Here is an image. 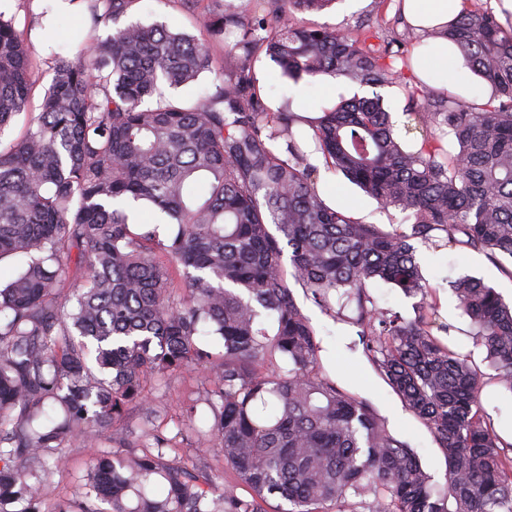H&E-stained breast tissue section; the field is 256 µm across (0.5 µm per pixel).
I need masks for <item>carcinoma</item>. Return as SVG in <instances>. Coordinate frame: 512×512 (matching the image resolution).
Listing matches in <instances>:
<instances>
[{
  "label": "carcinoma",
  "mask_w": 512,
  "mask_h": 512,
  "mask_svg": "<svg viewBox=\"0 0 512 512\" xmlns=\"http://www.w3.org/2000/svg\"><path fill=\"white\" fill-rule=\"evenodd\" d=\"M83 2L98 29L143 0ZM180 2L224 36L213 93L145 105L160 86L212 70L215 57L205 40L130 22L74 59L54 55L41 111L0 150V260L25 258L0 286V512H43L54 497L46 457L60 464L65 444L100 443L135 408L138 428L96 458L82 496L57 499L53 512H267L271 499L287 512H356L351 495L372 496L369 512H512V456L480 405L483 374L432 332L450 328L410 243L512 262V33L476 7L444 27L491 94L477 104L411 91L421 142L410 150L378 93L409 66L408 40L380 45L364 27L293 21L334 0ZM263 56L295 83L341 77L372 95L317 104L311 118L288 100L274 112L254 77ZM30 91L27 49L0 10V132ZM307 141L326 170L409 213L411 233L327 204ZM376 282L420 297L414 317L379 307L368 292ZM295 287L355 329L349 349L431 431L443 490L370 403L327 373L322 330ZM453 288L512 390V305L478 279ZM203 335L223 352L201 349ZM187 365L208 367L213 423L199 430L197 403H187L178 435L204 462L221 449L234 475L221 486L165 458L171 439L143 395L148 379ZM46 401L60 417L41 418Z\"/></svg>",
  "instance_id": "1"
}]
</instances>
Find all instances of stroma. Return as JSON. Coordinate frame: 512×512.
<instances>
[{
	"label": "stroma",
	"mask_w": 512,
	"mask_h": 512,
	"mask_svg": "<svg viewBox=\"0 0 512 512\" xmlns=\"http://www.w3.org/2000/svg\"><path fill=\"white\" fill-rule=\"evenodd\" d=\"M44 4L42 0H8L6 11L12 15L15 27L23 35L28 49L33 76L36 80L26 113L17 116L11 127L0 134V148L4 149L20 137L26 129L29 114L39 112L42 96L53 76L52 56L61 53L76 56L82 45L97 39L85 10L66 15L47 34H39L38 25ZM132 20L146 24L165 23L170 29L196 38H203L191 15L183 9L179 0H146L143 8L135 10ZM296 23L304 26H329L357 29L363 24L381 25L382 28L403 32L406 21L402 14L401 0H336L330 8L321 12L295 14ZM318 186L323 192L339 191L350 210L359 212L363 223L394 226L400 231L411 229L412 221L406 214L395 209L384 210L375 200L343 176L320 172ZM416 255L423 273L433 292L448 296V320L451 328L448 344L461 354H468L475 362H482L485 352L476 342L469 318L458 306L451 285L458 278L473 276L494 288L505 302H512V275L500 265L492 263L483 253L465 249L434 250L421 240H414ZM300 304L311 321L323 328V343L330 352L324 361L330 375L351 392L368 399L379 414H386L388 407L399 405V397L382 380L365 358L354 359L350 355L335 356L332 347L350 343L353 328L334 324L314 305L311 300L301 299ZM202 369L185 367L169 373L164 380L148 384L146 396L151 404L164 405L166 425L164 432L174 436L177 432L175 421L180 413L183 400L192 398L198 402L196 423L206 427L210 420L206 404H203L201 378ZM480 403L495 429H502L512 420V392L495 378L494 370H486L480 393ZM139 412H132L126 421L116 424L103 439L100 449L109 451L118 447L119 439L127 426L138 423ZM390 431L407 442L418 456L423 468L431 475L436 487L446 483V465L440 448L429 429L409 412H402L401 422L391 425ZM97 449V450H100ZM97 450L92 448L68 447L64 450L65 464L55 469L51 480L60 495L77 497L86 482V471Z\"/></svg>",
	"instance_id": "1"
}]
</instances>
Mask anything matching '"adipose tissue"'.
<instances>
[{"label": "adipose tissue", "instance_id": "1", "mask_svg": "<svg viewBox=\"0 0 512 512\" xmlns=\"http://www.w3.org/2000/svg\"><path fill=\"white\" fill-rule=\"evenodd\" d=\"M465 7L466 0H403V13L421 38L413 71L435 89H447L454 80L456 72L448 63L458 57L454 45L439 34L438 28L460 16Z\"/></svg>", "mask_w": 512, "mask_h": 512}]
</instances>
